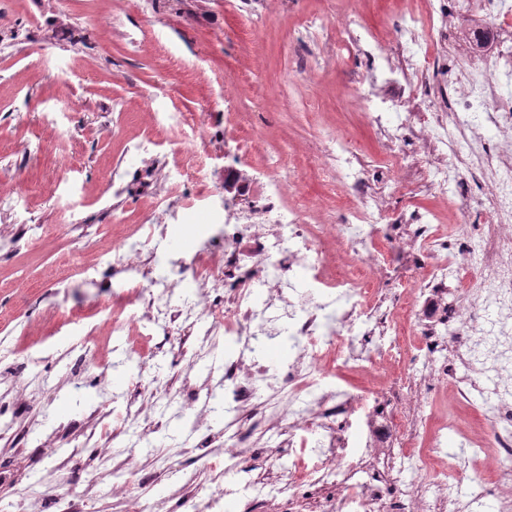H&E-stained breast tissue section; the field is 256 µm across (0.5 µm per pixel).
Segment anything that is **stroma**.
Segmentation results:
<instances>
[{"mask_svg":"<svg viewBox=\"0 0 512 512\" xmlns=\"http://www.w3.org/2000/svg\"><path fill=\"white\" fill-rule=\"evenodd\" d=\"M325 0H0V182L25 183L20 205L0 212V225L24 229L64 226L63 236L23 238L15 252L0 251V380L13 384L0 401V426L29 424L52 399L54 422L76 413L70 403L75 370L63 352L76 342L63 327L57 355L38 361L23 354L37 343L52 283H60L65 311L90 312L98 299L86 290L60 252L87 257L89 247L115 224H141L173 200L164 188L141 193L125 170L149 162L176 181L179 168L206 163L210 183L224 178V150L237 131L256 139L241 158L236 181L246 188L271 156L311 151L323 130L355 128L368 174L389 163L356 100L368 76L360 54L317 57L315 40L297 43L300 20ZM318 59L311 78L306 62ZM233 107H226L225 97ZM205 112L203 141L184 150L167 130L169 112ZM158 408L160 427L135 460L150 494L161 496L196 457L184 442L203 432H174ZM55 449L29 438L25 452L0 447V512H26L23 491L39 480L53 494Z\"/></svg>","mask_w":512,"mask_h":512,"instance_id":"obj_1","label":"stroma"}]
</instances>
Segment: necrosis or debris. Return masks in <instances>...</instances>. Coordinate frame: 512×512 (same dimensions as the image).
<instances>
[{"instance_id": "obj_1", "label": "necrosis or debris", "mask_w": 512, "mask_h": 512, "mask_svg": "<svg viewBox=\"0 0 512 512\" xmlns=\"http://www.w3.org/2000/svg\"><path fill=\"white\" fill-rule=\"evenodd\" d=\"M352 2L334 18L306 17L298 33L370 57L358 97L373 105L367 121L393 168L422 166L407 142L422 140L436 154L453 146L454 162L426 172L420 190L450 202L449 227L462 231L465 247L445 234L435 209L383 208L390 182H371L355 139L333 129L318 150L334 154L336 165L318 168L317 177L335 214L317 213L272 157L256 169L245 201L225 198L223 223L203 235L186 225L192 251L164 245L170 222L181 218L175 210L93 247L81 273L114 296L96 306L93 323L69 318L83 330L74 387L104 383L122 364L136 372L140 402L109 396L59 424L71 451L53 459L64 484L42 500V512H96L107 483L118 512H222L234 490L241 512H480L491 497L498 512H512V7L482 0L492 22L466 33L475 59L448 71L459 95L445 120L438 98L412 113L405 103L417 93L415 78L435 69L431 48L451 38V27L419 30L420 14L411 11L398 31L381 32L364 20L367 0ZM486 53L495 58L490 74L477 62ZM405 242L420 262L395 275L389 301L375 273L390 271ZM447 294L470 317L442 335ZM157 329L176 356L164 383L147 339ZM190 333L198 339L188 353L182 338ZM283 336L288 351L270 369L258 351ZM227 344L238 356L223 377L199 381L195 366ZM418 344L431 355L425 371L413 360ZM347 371L362 383L345 381ZM269 379L278 399L255 408V384ZM219 385L224 429L168 497L145 499L131 452L97 455L103 442L150 422L159 400L183 398L214 413ZM258 431L292 449L290 462L251 464ZM452 433L466 436L474 456L493 458L492 472L461 470L448 451ZM82 448L95 454L72 469L71 452Z\"/></svg>"}]
</instances>
